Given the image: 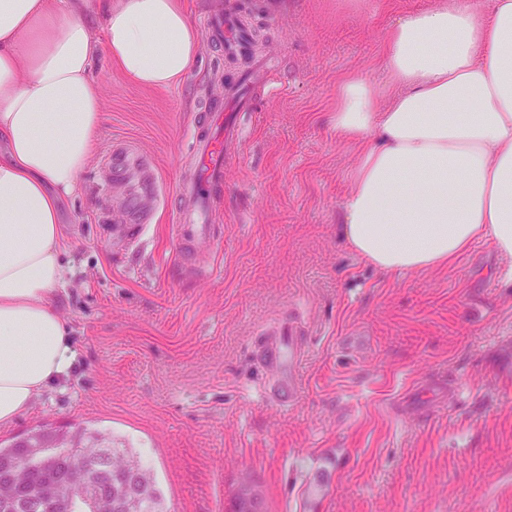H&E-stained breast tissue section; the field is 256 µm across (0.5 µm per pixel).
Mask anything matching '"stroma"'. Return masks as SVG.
<instances>
[{
  "label": "stroma",
  "mask_w": 512,
  "mask_h": 512,
  "mask_svg": "<svg viewBox=\"0 0 512 512\" xmlns=\"http://www.w3.org/2000/svg\"><path fill=\"white\" fill-rule=\"evenodd\" d=\"M432 0H251L274 58L248 81V133L211 212L214 239L177 256L173 190L192 135L242 69L203 41L178 86L131 83L96 55L95 156L60 204L62 315L77 360L64 388L0 430L42 422L129 440L171 512H232L249 478L263 512H512V288L481 241L453 263L381 272L339 220L357 159L330 127L341 79L381 75L384 26ZM153 165L159 205L139 236L113 142ZM297 318L294 401L277 402L257 340Z\"/></svg>",
  "instance_id": "stroma-1"
}]
</instances>
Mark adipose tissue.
<instances>
[{
    "mask_svg": "<svg viewBox=\"0 0 512 512\" xmlns=\"http://www.w3.org/2000/svg\"><path fill=\"white\" fill-rule=\"evenodd\" d=\"M102 38H95V30ZM200 36L180 0H0V427L66 378L59 201L102 126L96 52L169 88ZM382 77L339 85L330 122L358 161L341 201L349 248L376 269L443 267L489 242L512 287V0H436L386 24Z\"/></svg>",
    "mask_w": 512,
    "mask_h": 512,
    "instance_id": "1",
    "label": "adipose tissue"
}]
</instances>
